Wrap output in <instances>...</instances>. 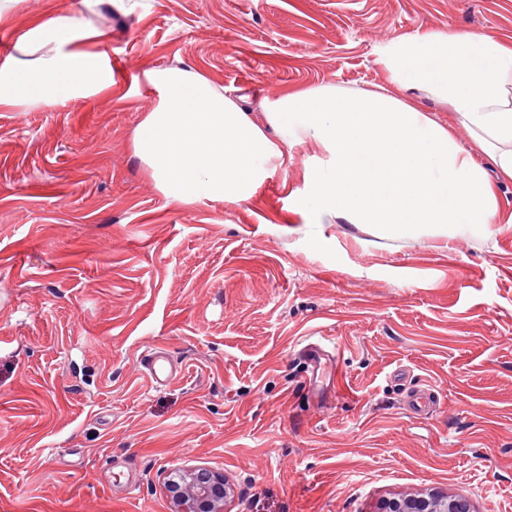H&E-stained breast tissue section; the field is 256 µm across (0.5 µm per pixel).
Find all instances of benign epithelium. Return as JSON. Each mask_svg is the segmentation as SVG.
I'll return each instance as SVG.
<instances>
[{
	"instance_id": "obj_1",
	"label": "benign epithelium",
	"mask_w": 512,
	"mask_h": 512,
	"mask_svg": "<svg viewBox=\"0 0 512 512\" xmlns=\"http://www.w3.org/2000/svg\"><path fill=\"white\" fill-rule=\"evenodd\" d=\"M172 512H228L232 488L224 474L197 467L167 484ZM378 512H471L468 499L429 491L382 499Z\"/></svg>"
}]
</instances>
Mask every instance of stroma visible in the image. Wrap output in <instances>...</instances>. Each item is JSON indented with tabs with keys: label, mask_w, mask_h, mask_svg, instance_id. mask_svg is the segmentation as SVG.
<instances>
[{
	"label": "stroma",
	"mask_w": 512,
	"mask_h": 512,
	"mask_svg": "<svg viewBox=\"0 0 512 512\" xmlns=\"http://www.w3.org/2000/svg\"><path fill=\"white\" fill-rule=\"evenodd\" d=\"M46 12L106 29L118 76L0 111V512H170L168 480L194 467L229 479L231 512H375L429 489L512 512V180L450 107L401 94L490 170L499 221L445 235L300 211L309 143L238 204L175 202L132 151L145 69L200 68L259 114L289 88L387 86L377 50L398 36L512 49V0H23L0 60ZM306 336L339 347L315 387ZM149 345L182 366L168 385L143 372ZM407 386L435 410L406 411Z\"/></svg>",
	"instance_id": "stroma-1"
}]
</instances>
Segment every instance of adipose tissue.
Here are the masks:
<instances>
[{
  "instance_id": "ef3b65f1",
  "label": "adipose tissue",
  "mask_w": 512,
  "mask_h": 512,
  "mask_svg": "<svg viewBox=\"0 0 512 512\" xmlns=\"http://www.w3.org/2000/svg\"><path fill=\"white\" fill-rule=\"evenodd\" d=\"M105 37L57 15L33 18L15 55L0 62V110L111 93ZM379 60L390 89H301L268 103L259 118L199 70H147L155 106L133 132L134 154L168 198L241 203L270 171L287 166L289 147L309 142L322 159L307 174L301 211L400 235L424 225L444 234L452 225L495 223L499 206L485 171L398 93L424 89L449 104L512 178V50L489 34L432 31L390 39ZM269 126L277 139L266 135Z\"/></svg>"
}]
</instances>
